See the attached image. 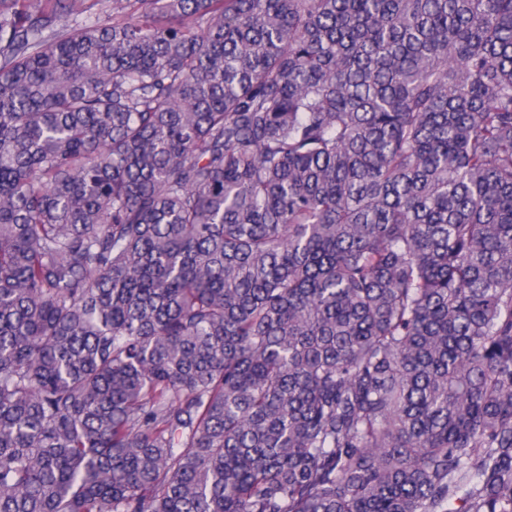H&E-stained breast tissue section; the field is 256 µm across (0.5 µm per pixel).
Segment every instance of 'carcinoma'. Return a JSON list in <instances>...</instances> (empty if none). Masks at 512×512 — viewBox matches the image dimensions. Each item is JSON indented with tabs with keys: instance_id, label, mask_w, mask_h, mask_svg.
Returning <instances> with one entry per match:
<instances>
[{
	"instance_id": "cac0c4a2",
	"label": "carcinoma",
	"mask_w": 512,
	"mask_h": 512,
	"mask_svg": "<svg viewBox=\"0 0 512 512\" xmlns=\"http://www.w3.org/2000/svg\"><path fill=\"white\" fill-rule=\"evenodd\" d=\"M0 512H512V0H0Z\"/></svg>"
}]
</instances>
